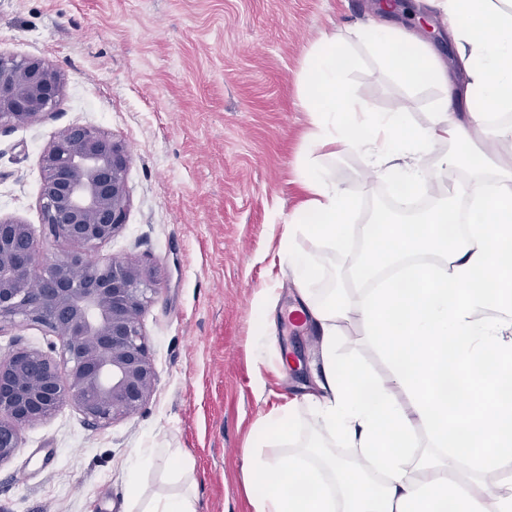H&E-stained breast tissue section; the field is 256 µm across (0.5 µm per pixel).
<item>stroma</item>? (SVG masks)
<instances>
[{
    "instance_id": "1",
    "label": "stroma",
    "mask_w": 512,
    "mask_h": 512,
    "mask_svg": "<svg viewBox=\"0 0 512 512\" xmlns=\"http://www.w3.org/2000/svg\"><path fill=\"white\" fill-rule=\"evenodd\" d=\"M369 0H0V52L45 59L64 77L54 112L0 130V218L42 228L41 158L72 124L100 128L131 156L124 228L92 258L152 268L158 292L142 328L157 374L136 415L99 427L73 407L26 427L0 464V512H130V489L170 493L166 451L190 462L198 512H254L244 450L293 399L316 392L318 338L292 324L300 296L280 254L307 200L299 165L312 129L301 107L307 51L347 38L346 81L377 112L407 108L427 126L442 89L397 80L354 35ZM454 78L456 45L431 0H406L389 25L419 30ZM322 165L352 190L356 221L385 211L389 181L338 149ZM278 294L271 341L256 334V294ZM337 354L388 366L350 325Z\"/></svg>"
}]
</instances>
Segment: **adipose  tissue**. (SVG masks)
<instances>
[{"mask_svg":"<svg viewBox=\"0 0 512 512\" xmlns=\"http://www.w3.org/2000/svg\"><path fill=\"white\" fill-rule=\"evenodd\" d=\"M467 74L456 88L437 55L415 33L373 22L365 43L401 82L442 88L428 126L410 128L406 109L375 112L345 82L344 44L322 33L301 75L302 105L312 134L302 158L310 194L296 212L281 254L318 338V393L311 436L285 459L248 452L254 512H512V123L492 125L491 113L512 111V0H438ZM360 152L394 190L435 194L425 213L375 216L355 224L352 194L336 188L318 155L329 146ZM462 172L456 196L447 175ZM477 215L465 235H448L459 200ZM364 248L345 278L359 283L397 266L401 278L361 297L328 284L318 251L343 250L351 230ZM303 235L313 250L298 249ZM358 324L390 363L376 378L336 355L350 324ZM404 391L410 409L393 394ZM430 435L412 457L414 431ZM356 451L346 460L337 442ZM138 512H198L192 488L146 495L134 485Z\"/></svg>","mask_w":512,"mask_h":512,"instance_id":"ef3b65f1","label":"adipose tissue"}]
</instances>
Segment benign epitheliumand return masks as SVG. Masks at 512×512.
<instances>
[{"label":"benign epithelium","instance_id":"7a95c632","mask_svg":"<svg viewBox=\"0 0 512 512\" xmlns=\"http://www.w3.org/2000/svg\"><path fill=\"white\" fill-rule=\"evenodd\" d=\"M62 88V75L44 59L0 53V129L49 114ZM129 164L122 141L81 124L44 151L45 237L79 251L50 260L30 225L0 219V324L44 327L60 340L46 351L0 354V465L20 448L23 428L66 404L107 426L137 414L153 395L157 375L140 318L158 291L156 274L133 260L88 254L126 223Z\"/></svg>","mask_w":512,"mask_h":512}]
</instances>
